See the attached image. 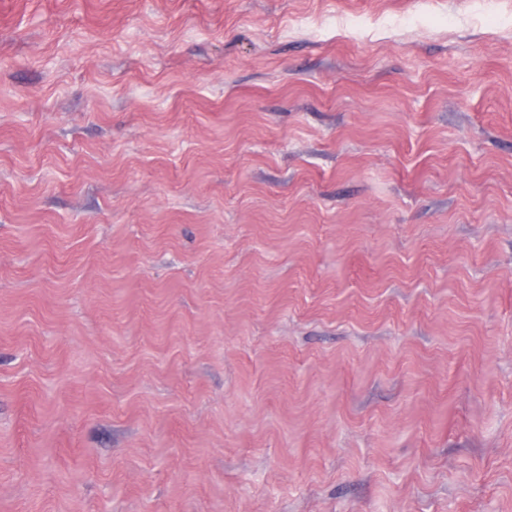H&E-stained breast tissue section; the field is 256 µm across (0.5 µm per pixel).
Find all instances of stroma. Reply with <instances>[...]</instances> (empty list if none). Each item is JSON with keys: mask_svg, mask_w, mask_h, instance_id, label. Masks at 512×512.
<instances>
[{"mask_svg": "<svg viewBox=\"0 0 512 512\" xmlns=\"http://www.w3.org/2000/svg\"><path fill=\"white\" fill-rule=\"evenodd\" d=\"M0 512H512V0H0Z\"/></svg>", "mask_w": 512, "mask_h": 512, "instance_id": "1", "label": "stroma"}]
</instances>
